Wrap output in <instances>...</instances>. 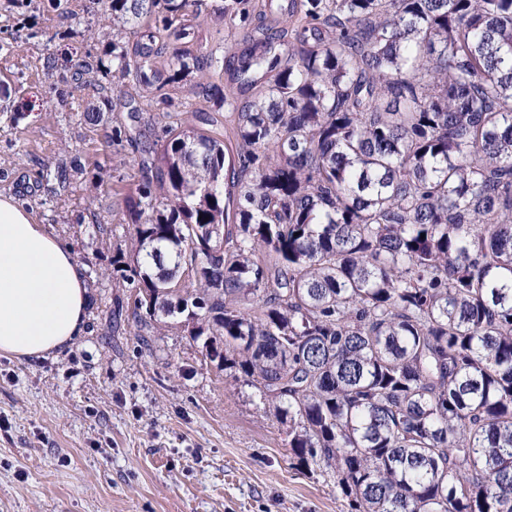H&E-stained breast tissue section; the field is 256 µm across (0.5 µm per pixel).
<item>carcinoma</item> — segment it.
Here are the masks:
<instances>
[{
	"label": "carcinoma",
	"mask_w": 512,
	"mask_h": 512,
	"mask_svg": "<svg viewBox=\"0 0 512 512\" xmlns=\"http://www.w3.org/2000/svg\"><path fill=\"white\" fill-rule=\"evenodd\" d=\"M105 2L141 344L185 316L356 512H512V0H221L248 101L192 50L206 0ZM193 70L229 135L144 139Z\"/></svg>",
	"instance_id": "obj_1"
}]
</instances>
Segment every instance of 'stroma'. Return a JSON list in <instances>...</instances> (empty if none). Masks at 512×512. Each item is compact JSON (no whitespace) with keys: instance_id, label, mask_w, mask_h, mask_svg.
Returning a JSON list of instances; mask_svg holds the SVG:
<instances>
[{"instance_id":"1","label":"stroma","mask_w":512,"mask_h":512,"mask_svg":"<svg viewBox=\"0 0 512 512\" xmlns=\"http://www.w3.org/2000/svg\"><path fill=\"white\" fill-rule=\"evenodd\" d=\"M112 17L100 0H0V196L69 244L91 305L83 336L37 359L0 357V512H352L334 475L297 465L259 390L181 327L137 339L115 299L138 154L112 141ZM91 63L82 80L67 60ZM104 117L91 125L89 105ZM66 168L59 183L55 170Z\"/></svg>"}]
</instances>
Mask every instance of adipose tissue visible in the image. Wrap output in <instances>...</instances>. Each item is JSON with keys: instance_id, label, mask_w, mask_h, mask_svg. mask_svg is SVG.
Returning <instances> with one entry per match:
<instances>
[{"instance_id": "obj_1", "label": "adipose tissue", "mask_w": 512, "mask_h": 512, "mask_svg": "<svg viewBox=\"0 0 512 512\" xmlns=\"http://www.w3.org/2000/svg\"><path fill=\"white\" fill-rule=\"evenodd\" d=\"M89 304L72 249L18 199L0 196V355L31 359L72 345Z\"/></svg>"}]
</instances>
